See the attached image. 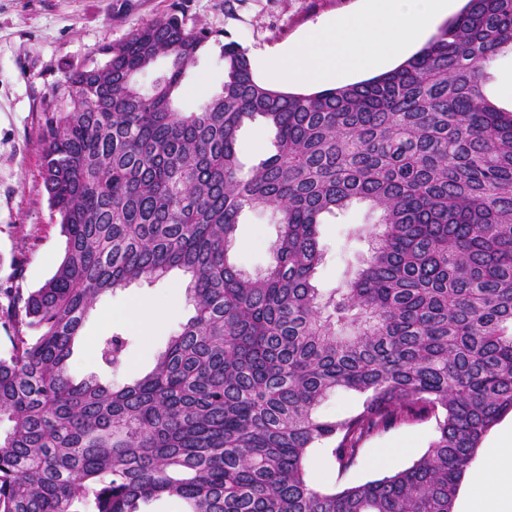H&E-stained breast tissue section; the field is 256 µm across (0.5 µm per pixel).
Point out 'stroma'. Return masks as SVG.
<instances>
[{"mask_svg": "<svg viewBox=\"0 0 512 512\" xmlns=\"http://www.w3.org/2000/svg\"><path fill=\"white\" fill-rule=\"evenodd\" d=\"M361 0H0V286L30 292L50 278L63 255L64 238L51 217L39 175L40 114L64 70L101 62L99 47L122 41L143 24L181 12L189 25L213 32L214 39L190 69L178 100L196 108L220 89L221 36L247 49L258 80L292 90L282 56L310 30L355 10ZM378 214L356 203L318 228L322 261L313 283L329 293L349 278L367 255V230ZM280 231L270 214L248 212L236 230L230 257L244 272L266 270ZM187 276L170 271L154 282H135L101 296L88 314L69 359L74 379L93 375L104 384L130 383L151 366L193 314L186 297ZM167 307L165 316L138 322L131 308L139 300ZM120 332L129 344L120 365L106 364L102 339ZM433 422L392 427L368 440L357 463L340 472L327 449H313L307 463L319 490L360 483L408 467L428 448ZM387 464H378L380 453Z\"/></svg>", "mask_w": 512, "mask_h": 512, "instance_id": "obj_1", "label": "stroma"}]
</instances>
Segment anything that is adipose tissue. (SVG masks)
Listing matches in <instances>:
<instances>
[{
	"mask_svg": "<svg viewBox=\"0 0 512 512\" xmlns=\"http://www.w3.org/2000/svg\"><path fill=\"white\" fill-rule=\"evenodd\" d=\"M450 0H363L361 7L289 47L288 77L303 85H321L380 69L430 33L448 12ZM463 512H512V433L486 449L479 472L466 473Z\"/></svg>",
	"mask_w": 512,
	"mask_h": 512,
	"instance_id": "obj_1",
	"label": "adipose tissue"
}]
</instances>
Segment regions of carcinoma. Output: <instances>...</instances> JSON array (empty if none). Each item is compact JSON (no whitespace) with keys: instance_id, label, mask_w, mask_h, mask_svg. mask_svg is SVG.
<instances>
[{"instance_id":"cac0c4a2","label":"carcinoma","mask_w":512,"mask_h":512,"mask_svg":"<svg viewBox=\"0 0 512 512\" xmlns=\"http://www.w3.org/2000/svg\"><path fill=\"white\" fill-rule=\"evenodd\" d=\"M212 32L175 14L71 68L39 131L40 177L65 249L28 293L5 288L0 325V512H453L486 434L512 413V110L485 93L512 51V0H467L418 52L370 79L275 89L221 46L224 82L176 102ZM165 69L148 88L142 74ZM274 150L249 169L238 133ZM365 202L371 247L328 296L312 284L318 227ZM272 211L274 263L230 261L239 218ZM177 268L194 314L150 372L121 387L68 373L96 300ZM126 340L103 339L120 359ZM361 405L315 410L334 392ZM434 421L410 466L321 491L326 446L344 473L362 444ZM273 139L274 133L260 123L245 125L239 133L238 140V150L242 161L247 166L257 163L273 150Z\"/></svg>"}]
</instances>
